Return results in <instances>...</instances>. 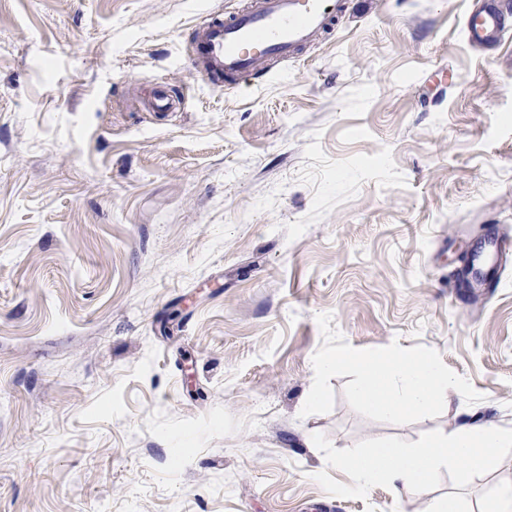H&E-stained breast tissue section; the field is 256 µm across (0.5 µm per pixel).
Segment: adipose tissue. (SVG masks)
Instances as JSON below:
<instances>
[{
  "instance_id": "1",
  "label": "adipose tissue",
  "mask_w": 512,
  "mask_h": 512,
  "mask_svg": "<svg viewBox=\"0 0 512 512\" xmlns=\"http://www.w3.org/2000/svg\"><path fill=\"white\" fill-rule=\"evenodd\" d=\"M511 447L512 430L466 420L450 434L427 435L414 449L384 443L367 455L336 458L335 464L350 471L353 490L384 481L399 495L415 499L425 494L441 470L461 465L469 473H481L494 465L502 449Z\"/></svg>"
}]
</instances>
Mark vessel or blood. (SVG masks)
<instances>
[{"instance_id": "b4317fda", "label": "vessel or blood", "mask_w": 512, "mask_h": 512, "mask_svg": "<svg viewBox=\"0 0 512 512\" xmlns=\"http://www.w3.org/2000/svg\"><path fill=\"white\" fill-rule=\"evenodd\" d=\"M345 10V0H250L245 8L211 15L197 25L186 63L212 87L252 85L264 76V61L298 58L332 29ZM507 18L492 0L476 6L465 22L468 45L498 44Z\"/></svg>"}]
</instances>
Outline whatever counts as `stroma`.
<instances>
[{"label":"stroma","instance_id":"obj_1","mask_svg":"<svg viewBox=\"0 0 512 512\" xmlns=\"http://www.w3.org/2000/svg\"><path fill=\"white\" fill-rule=\"evenodd\" d=\"M244 0H0V512H483L512 482L350 491L335 457L512 429V31L473 0H347L261 87L184 64ZM170 85L177 109L157 112ZM437 350L481 393L396 425L300 417L322 344ZM320 447H313L312 438ZM507 10L496 4L475 6L465 22V38L472 47H487L499 43L507 26Z\"/></svg>","mask_w":512,"mask_h":512}]
</instances>
